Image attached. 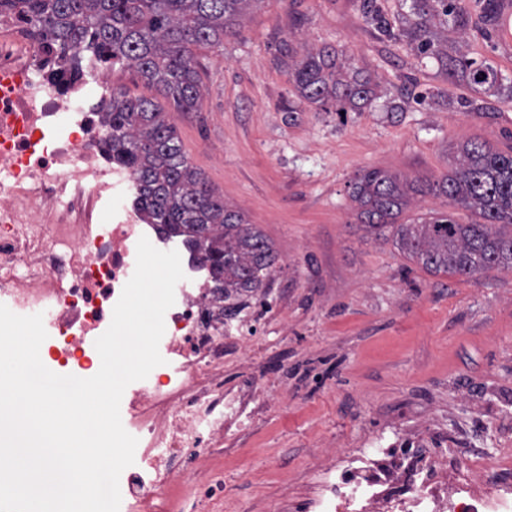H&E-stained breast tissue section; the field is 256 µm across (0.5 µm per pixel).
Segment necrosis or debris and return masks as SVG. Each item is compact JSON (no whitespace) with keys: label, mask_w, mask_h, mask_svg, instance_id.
<instances>
[{"label":"necrosis or debris","mask_w":512,"mask_h":512,"mask_svg":"<svg viewBox=\"0 0 512 512\" xmlns=\"http://www.w3.org/2000/svg\"><path fill=\"white\" fill-rule=\"evenodd\" d=\"M64 69L26 24L0 17V304L42 314L45 360L55 373L89 378L140 237L178 251L185 277L165 314L164 363L128 385L120 404L142 453L120 476L119 512H204L210 502L232 512L219 466L225 437L272 406L255 376L269 293H251L250 314L230 310L209 267L148 223L135 194L113 205L130 177L103 146L108 101L89 99L85 77L59 80ZM404 441L342 458L317 449L323 492L299 512H512L511 465L474 457L466 482L453 485L433 456L447 437L422 425Z\"/></svg>","instance_id":"obj_1"}]
</instances>
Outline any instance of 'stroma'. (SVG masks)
<instances>
[{"mask_svg": "<svg viewBox=\"0 0 512 512\" xmlns=\"http://www.w3.org/2000/svg\"><path fill=\"white\" fill-rule=\"evenodd\" d=\"M359 2L264 0L223 45L198 50L200 111L171 115L191 165L278 253L272 306L288 324L258 331L288 397L224 454L225 477L249 470L236 477L238 512H256L286 480L296 496L317 495L313 449L398 447L393 418L447 434L460 472L477 453L512 462V271L429 274L392 237L368 233L348 194L364 169L440 177L470 138L512 148V98L464 111L470 89L366 27ZM465 4L472 24L449 32V54L512 76L482 0ZM325 44L372 77L375 98L344 114L289 111V55Z\"/></svg>", "mask_w": 512, "mask_h": 512, "instance_id": "35a3bbf8", "label": "stroma"}]
</instances>
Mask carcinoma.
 <instances>
[{
	"label": "carcinoma",
	"instance_id": "carcinoma-1",
	"mask_svg": "<svg viewBox=\"0 0 512 512\" xmlns=\"http://www.w3.org/2000/svg\"><path fill=\"white\" fill-rule=\"evenodd\" d=\"M260 0H0L1 13L25 19L77 72L94 76L97 64L132 68L178 112L202 105L195 50L235 33ZM411 21L394 28L376 0H361L364 22L403 44L408 55L432 57L449 82L477 92L512 93V78L487 61L448 56L439 35L466 31L464 0H408ZM297 99L318 112L357 110L372 101L371 79L343 73L332 45L309 49L288 64ZM112 159L126 167L151 223L189 241L214 280L243 292L261 288L275 272L277 254L267 236L228 207L207 178L191 166L169 113L152 98L114 89L107 112ZM442 196L471 213L431 211L399 222L414 195ZM361 222L377 237L392 233L408 258L434 275L471 279L491 269H512V150L470 139L456 148L454 166L435 180L367 169L350 182Z\"/></svg>",
	"mask_w": 512,
	"mask_h": 512
}]
</instances>
